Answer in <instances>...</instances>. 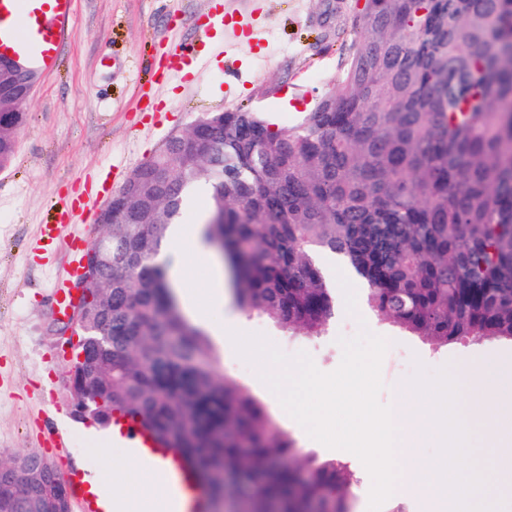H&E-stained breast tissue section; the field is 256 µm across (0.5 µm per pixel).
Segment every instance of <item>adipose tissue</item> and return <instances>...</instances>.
I'll use <instances>...</instances> for the list:
<instances>
[{
  "mask_svg": "<svg viewBox=\"0 0 512 512\" xmlns=\"http://www.w3.org/2000/svg\"><path fill=\"white\" fill-rule=\"evenodd\" d=\"M166 255L173 258L171 277L180 284L185 256L207 259L208 253L199 236V226L193 222L172 225ZM87 492L95 497L104 512H159L166 489L158 471H143L131 462L113 470H102L92 475Z\"/></svg>",
  "mask_w": 512,
  "mask_h": 512,
  "instance_id": "adipose-tissue-1",
  "label": "adipose tissue"
}]
</instances>
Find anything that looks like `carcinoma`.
<instances>
[{"instance_id": "carcinoma-1", "label": "carcinoma", "mask_w": 512, "mask_h": 512, "mask_svg": "<svg viewBox=\"0 0 512 512\" xmlns=\"http://www.w3.org/2000/svg\"><path fill=\"white\" fill-rule=\"evenodd\" d=\"M334 86L303 120L224 113L214 149L171 136L151 220L105 224L112 264L94 289L109 341L69 368L86 415L139 418L182 449L210 489L250 512H352V473L303 462L262 402L218 374L211 340L183 315L158 260L184 194L202 183L204 238L224 247L243 309L320 336L336 294L330 252L367 284L384 321L436 345L512 342V0H364ZM43 486L0 512H45Z\"/></svg>"}]
</instances>
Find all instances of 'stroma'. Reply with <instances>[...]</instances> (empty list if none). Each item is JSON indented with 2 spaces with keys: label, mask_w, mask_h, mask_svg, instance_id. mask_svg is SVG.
Returning a JSON list of instances; mask_svg holds the SVG:
<instances>
[{
  "label": "stroma",
  "mask_w": 512,
  "mask_h": 512,
  "mask_svg": "<svg viewBox=\"0 0 512 512\" xmlns=\"http://www.w3.org/2000/svg\"><path fill=\"white\" fill-rule=\"evenodd\" d=\"M355 0H75L72 31L50 73L24 104L9 165L0 170V455L49 453L68 483L108 470L122 449L97 447L73 417L68 364L55 346L56 283L67 280V243H94L95 218L130 172L200 115L249 107L281 127L299 123L332 87L351 38ZM195 42L187 70L166 73L173 46ZM357 315L338 308L325 332L294 336L239 312L237 329L265 336L285 355L307 352L324 373L342 360L339 337L360 328L385 337L381 403L417 364L428 371L477 358L512 368V343L483 340L436 347L379 320L350 267ZM219 374L267 406L306 457L347 463L356 504L369 502L370 476L352 453L311 439L282 408L255 365L215 340Z\"/></svg>",
  "instance_id": "1"
}]
</instances>
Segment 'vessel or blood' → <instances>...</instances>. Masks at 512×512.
Instances as JSON below:
<instances>
[{
    "mask_svg": "<svg viewBox=\"0 0 512 512\" xmlns=\"http://www.w3.org/2000/svg\"><path fill=\"white\" fill-rule=\"evenodd\" d=\"M73 0H0V55L51 70L68 31ZM112 436L130 460L160 470L167 491L164 512H206L207 498L180 449L164 447L147 428L122 417L112 420Z\"/></svg>",
    "mask_w": 512,
    "mask_h": 512,
    "instance_id": "b4317fda",
    "label": "vessel or blood"
}]
</instances>
